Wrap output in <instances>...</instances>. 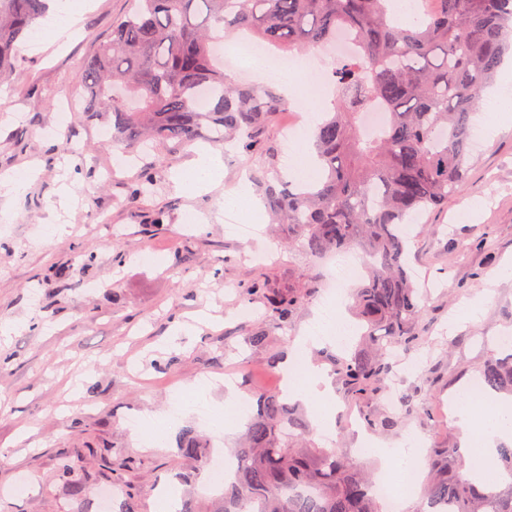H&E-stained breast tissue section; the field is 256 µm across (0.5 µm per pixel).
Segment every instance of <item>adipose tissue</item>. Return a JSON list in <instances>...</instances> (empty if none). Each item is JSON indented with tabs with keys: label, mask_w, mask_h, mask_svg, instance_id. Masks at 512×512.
<instances>
[{
	"label": "adipose tissue",
	"mask_w": 512,
	"mask_h": 512,
	"mask_svg": "<svg viewBox=\"0 0 512 512\" xmlns=\"http://www.w3.org/2000/svg\"><path fill=\"white\" fill-rule=\"evenodd\" d=\"M224 177V161L220 152L203 147L184 169L179 170L176 181L187 191L200 194L220 184ZM288 395L302 402L318 400L329 402L332 396L331 380L307 361L289 358L285 366ZM451 419L462 432L461 445L467 450L463 479L481 482L491 453L493 437L512 429V401L501 400L495 409L472 387L461 389L449 410Z\"/></svg>",
	"instance_id": "ef3b65f1"
}]
</instances>
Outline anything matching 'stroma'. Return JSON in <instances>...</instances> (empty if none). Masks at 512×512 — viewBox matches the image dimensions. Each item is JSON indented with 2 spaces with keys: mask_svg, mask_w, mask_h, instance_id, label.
<instances>
[{
  "mask_svg": "<svg viewBox=\"0 0 512 512\" xmlns=\"http://www.w3.org/2000/svg\"><path fill=\"white\" fill-rule=\"evenodd\" d=\"M89 2L77 39L50 45L44 29H33L0 84V175L33 170L24 194L0 197L8 213L0 220V319L15 326L0 335V357L11 360L0 374V512H97V485L77 496L54 477L58 455L75 451L83 471L126 459L119 482L133 488L138 512H163L159 494L167 489L205 504L214 493L204 480L180 476L237 443L236 433H215L203 421L225 406V375L252 394L275 390L279 374L268 357L293 355L298 336L316 334L338 274L278 247L268 215L253 220L248 235L227 230L224 195L254 176L242 151L225 156L217 189L196 196L173 180L194 147L159 145L114 166L120 150L105 126L70 98L83 93L78 68L131 0ZM147 177L153 195L135 198ZM468 183L467 197L483 200L470 220L460 218L466 197H453L411 229L409 265L429 296L419 344L400 354L391 385L428 398L397 430L374 432L390 447L409 437L457 447L449 398L486 360L504 357L498 339L512 336V126L475 152ZM56 267L65 276H50ZM257 279L272 292L303 295L288 330L272 328L263 304L244 305L242 291ZM474 302L477 316L459 321ZM257 330L269 333L260 347L247 341ZM158 361L167 369L156 370ZM332 386L331 431H315L313 440L353 460L364 441L355 417L382 413L385 404L349 396L340 381ZM187 428L207 440L202 460L179 448Z\"/></svg>",
  "mask_w": 512,
  "mask_h": 512,
  "instance_id": "stroma-1",
  "label": "stroma"
}]
</instances>
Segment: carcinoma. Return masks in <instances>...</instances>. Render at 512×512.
I'll list each match as a JSON object with an SVG mask.
<instances>
[{
	"label": "carcinoma",
	"instance_id": "1",
	"mask_svg": "<svg viewBox=\"0 0 512 512\" xmlns=\"http://www.w3.org/2000/svg\"><path fill=\"white\" fill-rule=\"evenodd\" d=\"M47 2L0 0V73L14 65ZM428 2L421 20L403 22L388 0H132V11L76 74L83 111L112 128L123 152L148 140L177 147L234 141L259 155V189L282 225L283 245L315 257L362 250L367 277L352 299L366 326L364 345L347 357L326 356L348 393L365 400L384 392L391 349L419 342L425 300L407 273V224L466 190L473 116L512 48V0ZM239 31L299 53L340 32L358 43L359 52L331 72L333 110L312 131L317 176L307 184L287 179L274 151L260 148L261 132L288 107L278 88L237 79L211 53L214 42ZM369 108L385 114L373 136L360 120ZM258 300L272 328L284 331L300 304L261 280L244 291L245 304ZM481 379L512 395V354L486 362ZM415 412L408 395L398 412L362 417L388 432ZM309 437L298 406L277 392L258 395L222 496L205 509L186 501L181 512H383L358 465L334 448L301 447ZM181 448L203 472L201 436L183 432ZM453 457L464 464L460 448L431 449L425 512H512V482L474 485L454 473ZM75 475L76 462L62 458L57 476L79 495L89 477Z\"/></svg>",
	"mask_w": 512,
	"mask_h": 512
}]
</instances>
